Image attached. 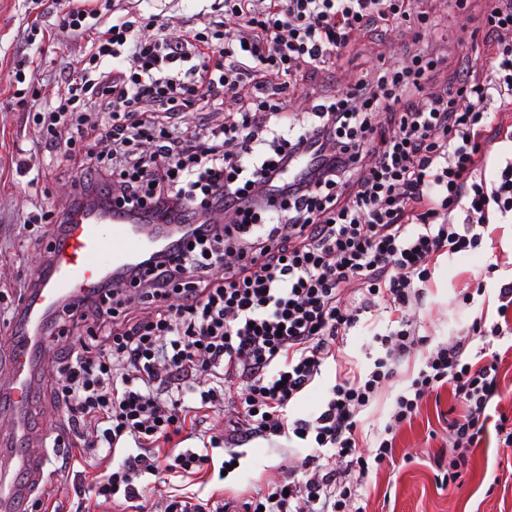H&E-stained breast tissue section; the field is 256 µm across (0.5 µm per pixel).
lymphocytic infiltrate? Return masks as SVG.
Instances as JSON below:
<instances>
[{
    "instance_id": "f902f5d3",
    "label": "lymphocytic infiltrate",
    "mask_w": 512,
    "mask_h": 512,
    "mask_svg": "<svg viewBox=\"0 0 512 512\" xmlns=\"http://www.w3.org/2000/svg\"><path fill=\"white\" fill-rule=\"evenodd\" d=\"M98 2L62 0L61 23L84 40L90 66L64 75L58 106L33 115L45 150L84 176L83 190L23 225L55 241L72 208L91 204L148 216L168 238L44 325L47 338L86 331L53 386L86 457L80 471L63 461L62 480L94 493L102 512H224L223 496L150 491L140 479L200 473L210 449L247 439L296 438L312 454L252 492L245 512H363L371 467L392 461L401 428L445 388L462 409L445 429L447 478H461L500 393L492 346L512 335V280L499 286L496 322L474 319L426 352L372 453L357 417L423 344L412 323L380 336L385 355L370 373L341 369L319 413L292 421L287 407L339 360L363 313L380 301L393 314L420 307L440 256L480 248L490 225L512 218V0L479 17L495 37L487 66L435 93L447 58L430 41L435 17L415 0H223L222 21L181 39L165 18L144 32ZM392 23L411 33L400 66L313 98L305 113L282 112L281 94L343 67L365 34ZM247 83L250 102L225 111ZM188 109L223 120L185 129ZM92 129L103 151L88 143ZM476 339L492 353L473 361ZM234 383L244 398L227 399ZM208 412L224 427L210 430L207 450L182 449Z\"/></svg>"
}]
</instances>
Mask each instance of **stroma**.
Listing matches in <instances>:
<instances>
[{"instance_id": "35a3bbf8", "label": "stroma", "mask_w": 512, "mask_h": 512, "mask_svg": "<svg viewBox=\"0 0 512 512\" xmlns=\"http://www.w3.org/2000/svg\"><path fill=\"white\" fill-rule=\"evenodd\" d=\"M132 5L140 13L142 24L151 23L158 15L170 18L169 35L174 39L182 35L185 20L202 9L200 0H132ZM489 6V0H471L467 12L463 13L453 0H426L425 9L441 15L447 42L449 66L439 75L438 84L471 74L478 58L487 54L492 37L483 30L473 31L470 19L481 15ZM36 18L55 27L54 46L29 37L27 27ZM407 38V32L402 29L395 33L369 34L362 57L341 71L317 74L307 81L306 87L327 94L345 89L358 78L371 77L379 67L401 60V46ZM29 56L41 60L35 72L36 99L53 104L61 92L59 71L76 70L84 64V42L60 27L57 0H0V292L12 299L18 297L26 281L36 276V257L42 250L41 243L19 235L20 221L39 207L65 206L82 184L81 176L61 173L52 167L49 155L37 151L40 136L27 120L29 105L19 99L10 84L14 63ZM23 161L40 165L42 175L37 183H29L17 174L16 169ZM495 253L503 264L490 274L486 267ZM510 279L512 224H503L497 229L493 243L449 259L439 258L433 286L416 313L420 335L437 344L461 335L476 317L496 320L498 286ZM467 292L473 296L468 304L462 301ZM389 317V312L383 310L364 314L343 340L344 357L354 362L362 373L371 372L375 359L383 354L374 336L385 333ZM421 366V354L406 358L396 376L362 413L358 433L364 445H374L373 429L384 428L396 396L410 385ZM338 371L335 362L326 363L313 384L290 403L289 419L316 415L328 400ZM459 412V405L446 389L424 401L420 415L398 434L394 466L370 473L362 491L366 512H512V448L483 445L474 449L463 477L440 485L433 459L442 452L444 427ZM30 416L46 446L45 468L53 470L72 453L71 448L53 445L55 437L68 435L66 415L54 403L51 390L43 388ZM309 452V442L298 439L284 448L272 447L262 438L250 440L239 447V464L224 478L225 498L243 500L269 479L287 475Z\"/></svg>"}]
</instances>
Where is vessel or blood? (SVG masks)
Listing matches in <instances>:
<instances>
[{
  "instance_id": "b4317fda",
  "label": "vessel or blood",
  "mask_w": 512,
  "mask_h": 512,
  "mask_svg": "<svg viewBox=\"0 0 512 512\" xmlns=\"http://www.w3.org/2000/svg\"><path fill=\"white\" fill-rule=\"evenodd\" d=\"M158 237L108 212L84 211L70 218L66 235L47 249V275L23 307L26 333L7 353L9 376L0 379V512H25L44 478L45 459L32 446L25 413L30 405L43 349L37 340L46 315L86 297L113 274L157 250Z\"/></svg>"
}]
</instances>
